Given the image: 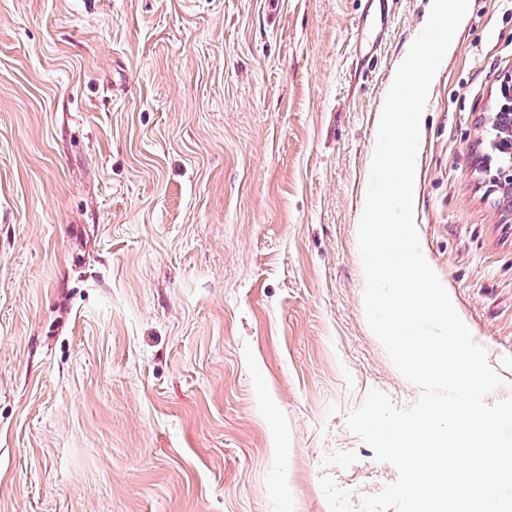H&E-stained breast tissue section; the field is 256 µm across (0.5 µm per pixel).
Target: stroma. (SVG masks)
<instances>
[{
	"mask_svg": "<svg viewBox=\"0 0 512 512\" xmlns=\"http://www.w3.org/2000/svg\"><path fill=\"white\" fill-rule=\"evenodd\" d=\"M430 0H0V512H360L420 388L363 310L377 121ZM512 0H469L416 158L424 257L512 356L477 163Z\"/></svg>",
	"mask_w": 512,
	"mask_h": 512,
	"instance_id": "1",
	"label": "stroma"
}]
</instances>
